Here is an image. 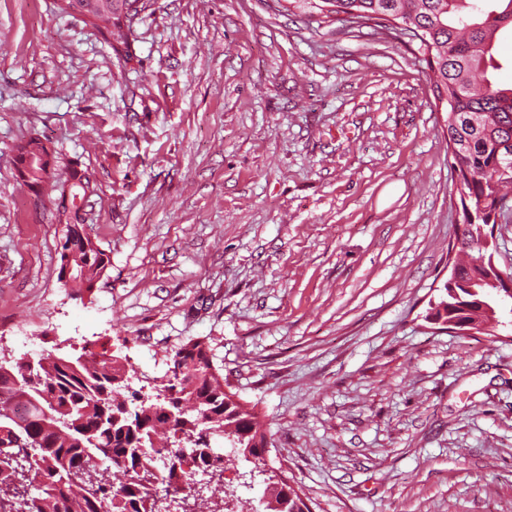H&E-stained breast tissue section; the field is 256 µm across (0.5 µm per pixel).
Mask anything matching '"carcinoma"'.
<instances>
[{
  "label": "carcinoma",
  "mask_w": 512,
  "mask_h": 512,
  "mask_svg": "<svg viewBox=\"0 0 512 512\" xmlns=\"http://www.w3.org/2000/svg\"><path fill=\"white\" fill-rule=\"evenodd\" d=\"M91 15V24L114 50L127 45L124 19L138 14L137 0H76ZM321 13L343 14L388 27L393 17L421 35L420 44L430 70L435 99L446 108L448 143L453 145L452 166L457 174L462 210V242L458 251L469 257L455 263L458 277L476 292L446 289L445 302L471 300L488 287L494 246L470 254L466 243L492 236V214L508 196L512 181L497 177L506 157L501 146L512 144V89L495 85L493 39L512 28V0L501 11H485L478 0H291ZM18 163L26 154L47 153L37 138L15 146ZM53 182L62 206L64 225L60 242L58 279L66 262L75 272L66 286L90 291L104 276L110 258L84 231L80 201L97 193L86 171L72 163L67 176L56 178L43 167H33L25 184L39 188ZM171 375L162 377L160 400L142 402L125 395L127 364L105 352L85 351L82 360L59 358L29 365L20 358L0 363V410L9 408L18 418L0 430V448L16 454L0 468V512H156L153 487L158 473L173 479L181 471V445L192 436L198 443L200 463L224 478V453L207 445L204 433L219 432L230 442L234 457L260 469L264 459L257 444L266 429L253 408L233 400L224 376L213 365L202 340L181 345L170 358ZM39 394L49 401L54 418H46L30 400ZM136 402L134 409L126 408ZM275 476L268 477L265 512H303L299 495L282 496Z\"/></svg>",
  "instance_id": "obj_1"
}]
</instances>
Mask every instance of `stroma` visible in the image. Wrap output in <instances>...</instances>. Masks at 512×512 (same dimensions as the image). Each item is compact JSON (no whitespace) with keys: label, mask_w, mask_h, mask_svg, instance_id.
Masks as SVG:
<instances>
[{"label":"stroma","mask_w":512,"mask_h":512,"mask_svg":"<svg viewBox=\"0 0 512 512\" xmlns=\"http://www.w3.org/2000/svg\"><path fill=\"white\" fill-rule=\"evenodd\" d=\"M420 43L279 0H148L115 54L0 0V361L83 346L152 392L210 348L312 512H512V329L429 319L462 227ZM41 139L92 174V293L58 279Z\"/></svg>","instance_id":"stroma-1"}]
</instances>
